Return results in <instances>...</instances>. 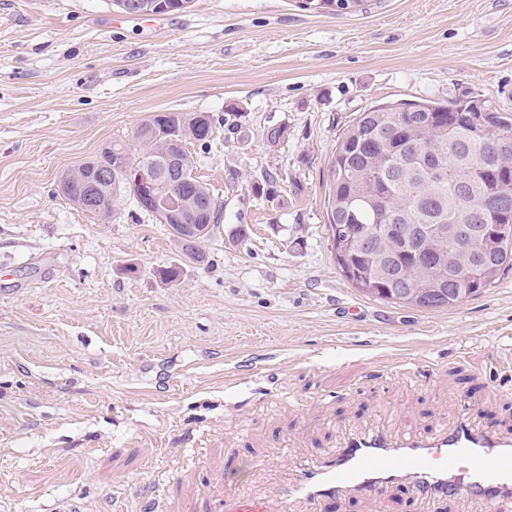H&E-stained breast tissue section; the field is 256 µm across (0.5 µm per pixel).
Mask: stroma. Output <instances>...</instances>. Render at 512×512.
I'll return each instance as SVG.
<instances>
[{"instance_id": "obj_1", "label": "stroma", "mask_w": 512, "mask_h": 512, "mask_svg": "<svg viewBox=\"0 0 512 512\" xmlns=\"http://www.w3.org/2000/svg\"><path fill=\"white\" fill-rule=\"evenodd\" d=\"M365 7L0 0V512H152L161 483L164 512H215L347 432L445 428L467 407L512 437V272L400 306L352 287L327 232L329 163L360 112L482 96L512 113V0ZM231 107L236 127L190 148L223 204L204 263L132 199L103 221L59 191L151 115ZM288 512L426 510L401 483Z\"/></svg>"}]
</instances>
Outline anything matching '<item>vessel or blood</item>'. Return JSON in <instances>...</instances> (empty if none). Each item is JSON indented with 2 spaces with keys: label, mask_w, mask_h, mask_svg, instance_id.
<instances>
[{
  "label": "vessel or blood",
  "mask_w": 512,
  "mask_h": 512,
  "mask_svg": "<svg viewBox=\"0 0 512 512\" xmlns=\"http://www.w3.org/2000/svg\"><path fill=\"white\" fill-rule=\"evenodd\" d=\"M405 481L421 500L463 491L486 512H496L501 503H512V437L479 427L467 411L451 428L430 435L351 434L324 460L292 469L278 495L319 504L336 495L377 494ZM273 509L271 498L247 495L224 499L220 512Z\"/></svg>",
  "instance_id": "b4317fda"
}]
</instances>
